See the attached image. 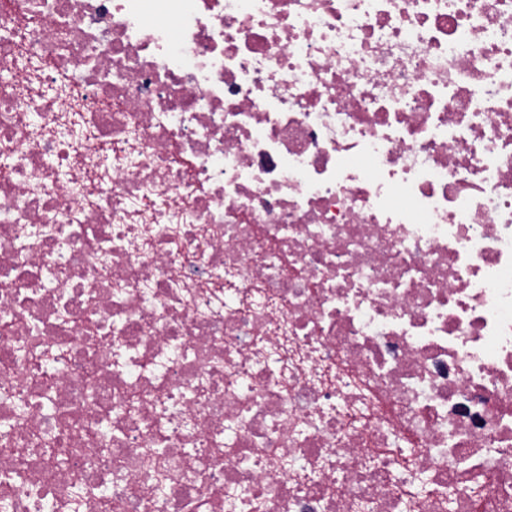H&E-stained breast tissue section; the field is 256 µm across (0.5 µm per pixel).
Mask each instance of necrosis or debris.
<instances>
[{
    "label": "necrosis or debris",
    "instance_id": "4bbe7bcc",
    "mask_svg": "<svg viewBox=\"0 0 512 512\" xmlns=\"http://www.w3.org/2000/svg\"><path fill=\"white\" fill-rule=\"evenodd\" d=\"M0 512H512V0H0Z\"/></svg>",
    "mask_w": 512,
    "mask_h": 512
}]
</instances>
